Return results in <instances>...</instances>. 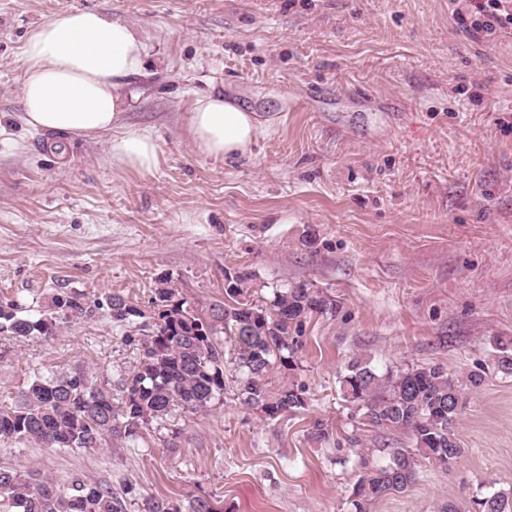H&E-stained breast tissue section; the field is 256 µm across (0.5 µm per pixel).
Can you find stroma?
Instances as JSON below:
<instances>
[{
    "mask_svg": "<svg viewBox=\"0 0 512 512\" xmlns=\"http://www.w3.org/2000/svg\"><path fill=\"white\" fill-rule=\"evenodd\" d=\"M74 9L146 46L122 130L154 136L151 171L114 165L109 135L19 119L23 43ZM209 94L256 113L246 156L192 142L187 114ZM241 269L259 304L300 282L336 302L305 319L293 370L271 377L304 385L305 409L270 421L228 391L112 448L0 441V466L133 487L128 512L192 494L218 512H351L361 456L411 445L344 399L360 356L382 372L485 371L455 425L463 455L424 464L371 512H472L473 498L511 492L512 376L496 361L512 343V33L471 35L448 0H0V301L34 320L61 289L102 305L53 336L0 333V406L39 373L117 389L139 352L111 296L146 311L164 280L207 306Z\"/></svg>",
    "mask_w": 512,
    "mask_h": 512,
    "instance_id": "stroma-1",
    "label": "stroma"
}]
</instances>
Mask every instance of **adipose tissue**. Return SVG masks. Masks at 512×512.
<instances>
[{
    "label": "adipose tissue",
    "mask_w": 512,
    "mask_h": 512,
    "mask_svg": "<svg viewBox=\"0 0 512 512\" xmlns=\"http://www.w3.org/2000/svg\"><path fill=\"white\" fill-rule=\"evenodd\" d=\"M24 125L73 137L111 133L113 162L153 169L158 146L150 133H120L129 78L145 67L135 30L93 10L64 11L46 19L22 47ZM189 135L215 158L249 153L260 133L254 114L221 95L197 98L187 117Z\"/></svg>",
    "instance_id": "1"
}]
</instances>
